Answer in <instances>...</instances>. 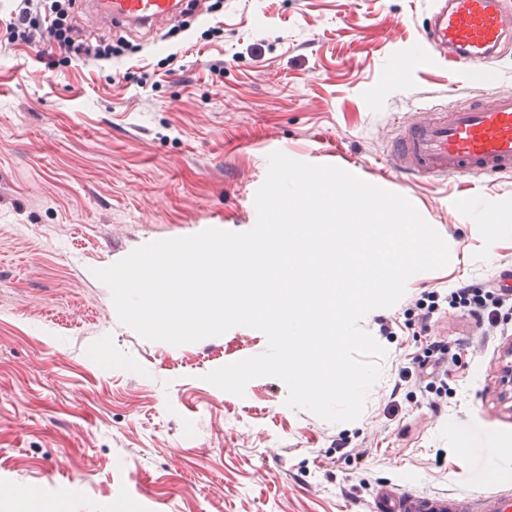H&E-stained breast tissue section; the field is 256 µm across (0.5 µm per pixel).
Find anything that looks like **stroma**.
Here are the masks:
<instances>
[{"instance_id": "35a3bbf8", "label": "stroma", "mask_w": 512, "mask_h": 512, "mask_svg": "<svg viewBox=\"0 0 512 512\" xmlns=\"http://www.w3.org/2000/svg\"><path fill=\"white\" fill-rule=\"evenodd\" d=\"M66 7L121 56L75 65L0 25V512H25L26 487L58 512H368L384 487L512 490V311L492 326L444 303L424 328L413 305L512 271V231L487 243L464 206L512 215V176L403 182L385 162L419 113L512 93V49L483 76L407 63L430 0H200L157 29ZM275 151L405 197L448 245L447 266L363 319L386 353L351 423L287 407L273 377L241 397L205 382L266 336L144 340L92 274L211 224L252 229Z\"/></svg>"}]
</instances>
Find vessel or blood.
<instances>
[{"mask_svg":"<svg viewBox=\"0 0 512 512\" xmlns=\"http://www.w3.org/2000/svg\"><path fill=\"white\" fill-rule=\"evenodd\" d=\"M180 0H89L94 23L150 26L176 17ZM512 42L504 0H433L419 37V55L470 73L495 67ZM392 171L414 179L512 175V93L453 105L404 127L389 156ZM372 512H512V495L378 498Z\"/></svg>","mask_w":512,"mask_h":512,"instance_id":"vessel-or-blood-1","label":"vessel or blood"}]
</instances>
